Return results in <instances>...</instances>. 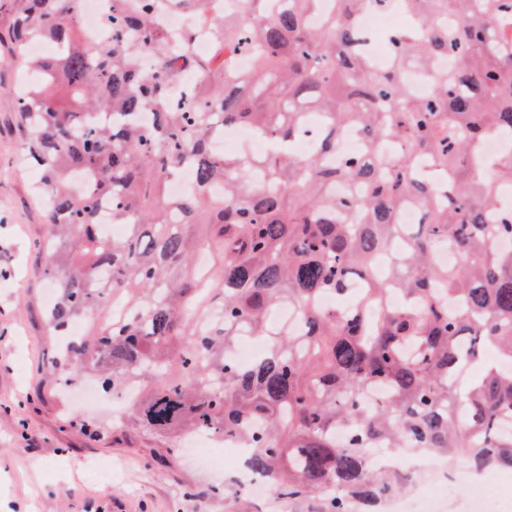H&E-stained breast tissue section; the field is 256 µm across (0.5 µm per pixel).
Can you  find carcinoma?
Instances as JSON below:
<instances>
[{"label":"carcinoma","instance_id":"1","mask_svg":"<svg viewBox=\"0 0 512 512\" xmlns=\"http://www.w3.org/2000/svg\"><path fill=\"white\" fill-rule=\"evenodd\" d=\"M166 2L216 36L201 62L215 76L175 109L166 88L188 39L169 47L153 0H121L103 43L76 30L82 0H12L17 54L56 46L27 57L37 78L15 108L43 173L34 194L60 293L46 330L85 324L63 351L65 382L90 369L105 390L139 386L123 422L237 438L280 497L317 498L322 512H381L405 490L399 472L370 467L372 448L462 458L483 475L512 467V209L497 207L512 153L481 151L512 139V36L499 28L512 0H397L412 25L385 69L360 49L369 0L328 13L323 0H243L235 19L210 16L209 0ZM448 56L430 97L401 82ZM306 110L325 122L307 156L211 149L227 124L286 146ZM347 126L362 148L341 154ZM186 172L193 187L168 196ZM410 204L422 222L409 235ZM442 245L458 264L437 262ZM357 283L352 311L320 307ZM109 296L122 315H107ZM283 304L293 331L271 320ZM239 336L267 341L248 367L233 358Z\"/></svg>","mask_w":512,"mask_h":512}]
</instances>
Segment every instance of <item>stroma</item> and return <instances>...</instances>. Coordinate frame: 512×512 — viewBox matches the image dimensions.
<instances>
[{
  "instance_id": "stroma-1",
  "label": "stroma",
  "mask_w": 512,
  "mask_h": 512,
  "mask_svg": "<svg viewBox=\"0 0 512 512\" xmlns=\"http://www.w3.org/2000/svg\"><path fill=\"white\" fill-rule=\"evenodd\" d=\"M12 26L11 0H0V512H274L240 473L196 458L190 440L171 455L168 438L115 424L112 397L77 406L75 390L58 387L42 323L49 259L37 247L48 226L14 110L26 71ZM83 421L103 433L79 431ZM106 461L116 476L100 484L93 468Z\"/></svg>"
}]
</instances>
